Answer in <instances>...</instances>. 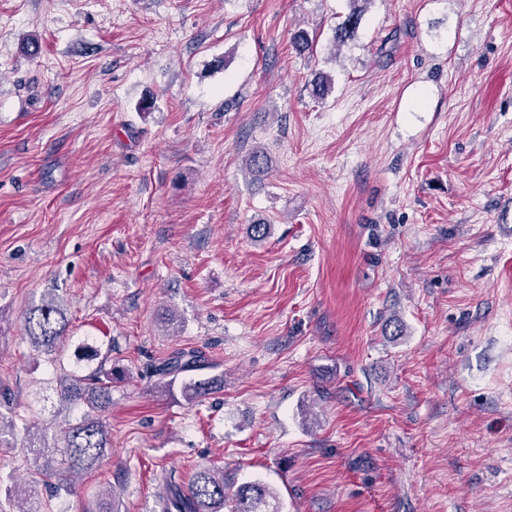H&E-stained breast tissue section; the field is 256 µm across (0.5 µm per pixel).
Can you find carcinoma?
<instances>
[{"label":"carcinoma","mask_w":512,"mask_h":512,"mask_svg":"<svg viewBox=\"0 0 512 512\" xmlns=\"http://www.w3.org/2000/svg\"><path fill=\"white\" fill-rule=\"evenodd\" d=\"M361 12L354 10L338 24L334 42L341 45L354 35ZM69 327L65 309L56 295H48L32 307L24 323L25 335L35 350L54 362L59 354L58 344L65 338ZM112 348L101 353L90 349L88 360L97 361L90 367L75 363L73 368L59 367L60 400L69 409L81 414L69 420L60 434L53 437L39 435L24 427L25 445L34 460H44L42 475L55 479V492H69L73 486L72 475L91 470L100 465L110 448L109 431L104 414L112 407V383L120 373L112 367ZM205 355L193 349L176 351L155 368L158 383L169 386L180 373L199 370ZM223 379L199 378L184 386L192 401L206 398L221 387ZM274 492L260 481L245 482L234 486L224 482V471L203 468L189 480L187 489L173 488L157 502L158 512H278Z\"/></svg>","instance_id":"obj_1"}]
</instances>
